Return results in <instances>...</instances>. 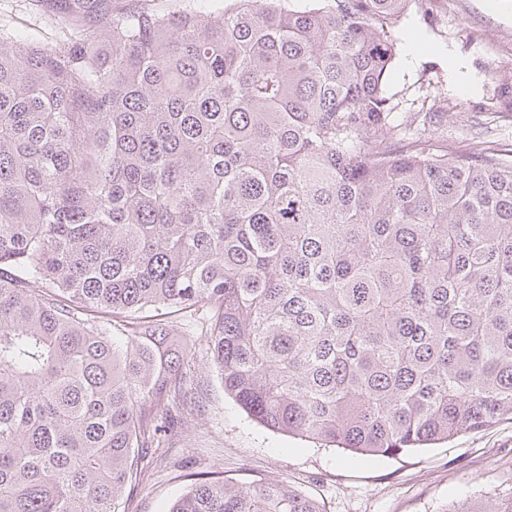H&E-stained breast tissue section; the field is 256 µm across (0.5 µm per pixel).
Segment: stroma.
Returning a JSON list of instances; mask_svg holds the SVG:
<instances>
[{"instance_id": "35a3bbf8", "label": "stroma", "mask_w": 512, "mask_h": 512, "mask_svg": "<svg viewBox=\"0 0 512 512\" xmlns=\"http://www.w3.org/2000/svg\"><path fill=\"white\" fill-rule=\"evenodd\" d=\"M394 36L386 91L399 116L432 112L439 138L453 149L479 140L511 163L512 112L499 108L490 75H512V0H435L430 14L410 9ZM60 37L48 0H0V38L52 44ZM194 328L191 320L178 325L172 340L192 349L187 379L201 407L148 449L128 512H167L191 475L210 471L243 486L286 479L326 512H448L465 500L512 495V419L390 457L278 434L225 394Z\"/></svg>"}]
</instances>
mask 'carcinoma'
Masks as SVG:
<instances>
[{"mask_svg": "<svg viewBox=\"0 0 512 512\" xmlns=\"http://www.w3.org/2000/svg\"><path fill=\"white\" fill-rule=\"evenodd\" d=\"M429 2L62 0L60 43L0 45V512H119L157 407L194 415L195 314L279 434L389 457L512 417V164L385 92ZM169 512L324 510L206 477ZM156 7H176L180 9L214 11L224 4V0H154Z\"/></svg>", "mask_w": 512, "mask_h": 512, "instance_id": "cac0c4a2", "label": "carcinoma"}]
</instances>
